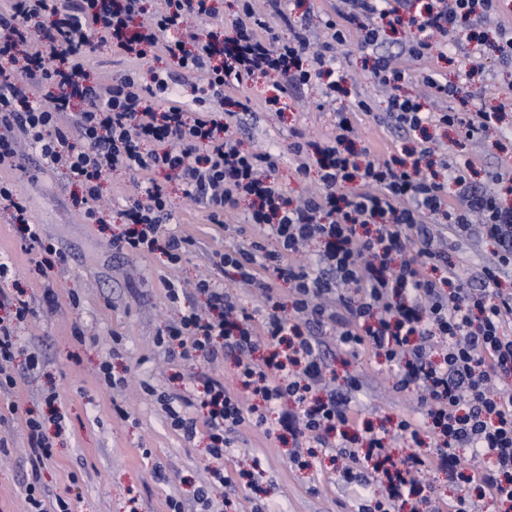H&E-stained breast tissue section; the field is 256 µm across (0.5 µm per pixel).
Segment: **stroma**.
Returning <instances> with one entry per match:
<instances>
[{"instance_id":"1","label":"stroma","mask_w":512,"mask_h":512,"mask_svg":"<svg viewBox=\"0 0 512 512\" xmlns=\"http://www.w3.org/2000/svg\"><path fill=\"white\" fill-rule=\"evenodd\" d=\"M343 64L351 77L350 92L336 104L325 103L319 85L312 84L287 97L285 111L243 117L244 146L279 153L278 176L291 196L314 186L313 180H300L294 172L286 152L291 130L310 139L328 136L337 112L350 111L354 91L374 98L372 115L354 118L359 137L373 141L386 155L405 143L380 125L388 98L369 69L365 51L352 46ZM486 66L491 79L468 84L465 92L475 103L504 105L503 126L465 153L474 164L477 185L487 189L488 172L512 168V104L506 102L508 78L500 74L497 58L488 57ZM402 68L404 90L419 95L421 72L433 69L453 78L465 65L452 42L443 56L410 59ZM1 179L14 182L26 196L32 222L65 254L66 263L55 268L48 283L31 281L20 235L0 210V263L12 264L16 272L14 279L0 281V290L26 289L34 308L17 328L25 354L12 364L18 386L10 397H0V410L13 401L40 413L45 396L53 393L63 417L52 461L36 469L20 420L0 422V438L6 442L0 449V512H29L25 486L32 481L39 483L47 501L63 497L72 512H170L172 498L181 503L182 512H200L196 494L201 489L213 500L226 501L225 512H253L258 506L264 512H355L357 504L340 477L339 462L325 457L310 469H291L287 445L249 427L241 429L224 455L229 484L212 482L204 433L189 440L171 429L157 400L162 392L182 397L191 386L190 373L203 370L223 380L231 375V358L206 366L189 363L158 347L156 338L178 307L203 306L190 287L200 275L213 274L221 286L234 288L232 278L211 270L210 256L238 243L232 230L237 216H230L224 229L211 224L202 206L172 185L175 211L168 229L197 241L187 260L173 269L162 257H123L113 247L124 229L122 197L133 190L124 173L114 171L105 179L103 195L94 203L101 217L97 224L88 223L73 206L75 189L65 172L42 166L34 152H26L19 168H0ZM172 278L188 284L176 305L166 299L163 288L164 280ZM76 326L82 339L72 335ZM105 362L113 373L125 375L123 384L110 388L101 382L99 368ZM350 369L366 376L355 398L363 414H416L415 395L395 392L387 372H375L369 359L352 362ZM116 404L126 410V418L113 414Z\"/></svg>"}]
</instances>
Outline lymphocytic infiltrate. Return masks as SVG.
Returning a JSON list of instances; mask_svg holds the SVG:
<instances>
[{
    "instance_id": "lymphocytic-infiltrate-1",
    "label": "lymphocytic infiltrate",
    "mask_w": 512,
    "mask_h": 512,
    "mask_svg": "<svg viewBox=\"0 0 512 512\" xmlns=\"http://www.w3.org/2000/svg\"><path fill=\"white\" fill-rule=\"evenodd\" d=\"M148 2L10 0L0 10V65L19 70L18 77H0V167L19 166L16 143L26 140L43 165L64 169L80 188L92 224L105 177L123 171L139 191L125 200L127 229L115 241L117 252L157 253L172 266L195 242L163 230L173 214L170 181L204 206L210 223L244 211L253 236L214 252L211 263L256 291L258 303L246 307L237 292L201 278L195 288L207 310L185 307L160 331L158 345L179 347L183 359L235 356L230 381L191 376L203 422L160 395L171 426L189 439L205 426L210 474L219 482L226 449L250 426L291 439L290 461L298 467L321 449L341 458L357 512H423V478L433 472L459 475L469 487L448 512H478L488 500L512 504V288L503 285L512 272V207L473 182L471 160L454 153L433 162L431 134L448 126L461 141L476 140L497 127L499 110L428 112L418 98L391 94L387 124L420 137L399 154L359 141L342 115L324 139L294 134V171L315 181L295 201L277 176V156L245 150L237 136L249 104L230 108L234 91L270 76L283 84L268 105L323 76V94L334 99L349 77L342 58L355 29L361 48L375 51L374 78L389 83L401 72L378 51L383 30L416 27L419 37L400 53L428 58L462 26L498 15L502 0H426L415 14L414 0H339L321 40L303 27L288 39L278 35L271 19L285 17L283 0H267L264 13L253 0H236L235 34L224 39L195 26L214 18L215 0H163L153 14ZM102 44L131 64L108 84L88 66ZM149 54L175 60L196 83L181 86L161 69L142 82L133 64ZM0 209L22 229L31 280L46 279L64 257L32 224L15 183L0 180ZM449 235L493 243V263L469 275L442 249ZM312 242L320 251L311 260L304 249ZM2 307L12 310L10 320L0 319V393L7 394L17 381L5 364L32 308L21 288L1 291ZM326 335L335 338L343 363L365 356L383 362L396 390L417 393L421 417L361 420L351 395L363 381L338 378L323 350ZM402 439L414 447L399 454L393 444ZM465 448L470 456H462Z\"/></svg>"
}]
</instances>
